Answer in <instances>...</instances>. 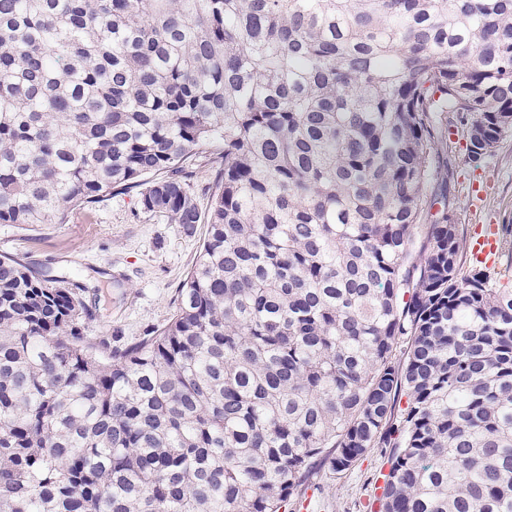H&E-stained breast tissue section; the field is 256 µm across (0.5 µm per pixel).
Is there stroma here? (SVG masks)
<instances>
[{"label":"stroma","mask_w":512,"mask_h":512,"mask_svg":"<svg viewBox=\"0 0 512 512\" xmlns=\"http://www.w3.org/2000/svg\"><path fill=\"white\" fill-rule=\"evenodd\" d=\"M436 161L454 172L449 190L463 236L478 224H512V135L478 159L461 136L441 138ZM475 185L480 194H472ZM202 239L166 217L143 213L136 196L126 195L76 212L65 224H0V255L18 257L41 275L78 281L92 311L87 336L124 348L167 323ZM387 458V449L376 448L346 471L315 467L303 492L311 500L308 512H372Z\"/></svg>","instance_id":"1"}]
</instances>
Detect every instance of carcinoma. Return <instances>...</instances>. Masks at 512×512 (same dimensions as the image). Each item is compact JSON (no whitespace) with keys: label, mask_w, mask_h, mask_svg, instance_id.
I'll use <instances>...</instances> for the list:
<instances>
[{"label":"carcinoma","mask_w":512,"mask_h":512,"mask_svg":"<svg viewBox=\"0 0 512 512\" xmlns=\"http://www.w3.org/2000/svg\"><path fill=\"white\" fill-rule=\"evenodd\" d=\"M444 112L512 133V0H0V224L207 225L124 349L0 256V512H293L373 448L378 512H512V263L447 201L413 257Z\"/></svg>","instance_id":"1"}]
</instances>
